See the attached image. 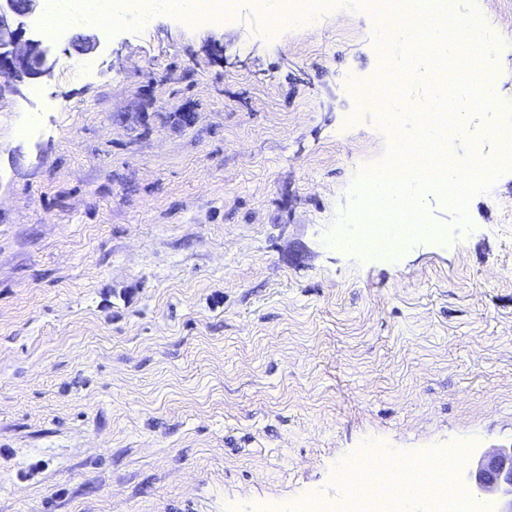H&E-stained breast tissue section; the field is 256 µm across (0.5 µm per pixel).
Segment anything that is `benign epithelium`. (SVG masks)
<instances>
[{
    "label": "benign epithelium",
    "instance_id": "7a95c632",
    "mask_svg": "<svg viewBox=\"0 0 512 512\" xmlns=\"http://www.w3.org/2000/svg\"><path fill=\"white\" fill-rule=\"evenodd\" d=\"M43 0H0V97L8 91L23 96L22 87L50 74L52 64L42 41L26 37L25 19ZM477 488L504 499L500 512H512V451L484 457L474 475Z\"/></svg>",
    "mask_w": 512,
    "mask_h": 512
}]
</instances>
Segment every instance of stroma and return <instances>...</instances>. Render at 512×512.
<instances>
[{"mask_svg": "<svg viewBox=\"0 0 512 512\" xmlns=\"http://www.w3.org/2000/svg\"><path fill=\"white\" fill-rule=\"evenodd\" d=\"M459 11L496 29L487 92L512 99V0ZM380 22L334 0L275 36L245 2L71 28L0 98V512H294L373 447L462 440L471 490L512 447V160L484 114L447 137L502 167L469 228L432 196L442 239L336 244L408 139L359 106L392 70Z\"/></svg>", "mask_w": 512, "mask_h": 512, "instance_id": "obj_1", "label": "stroma"}]
</instances>
